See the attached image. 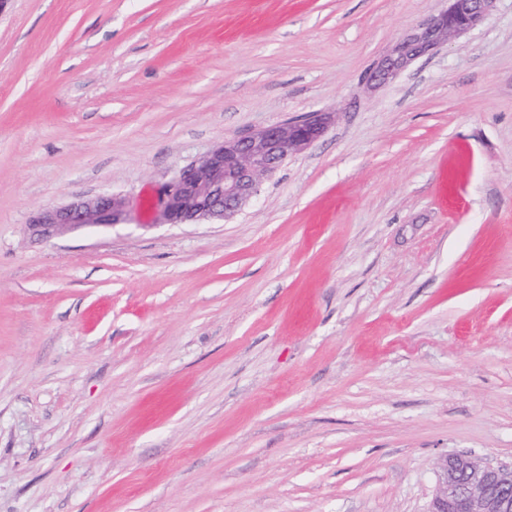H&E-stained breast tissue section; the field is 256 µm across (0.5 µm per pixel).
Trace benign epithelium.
<instances>
[{
  "label": "benign epithelium",
  "instance_id": "obj_1",
  "mask_svg": "<svg viewBox=\"0 0 512 512\" xmlns=\"http://www.w3.org/2000/svg\"><path fill=\"white\" fill-rule=\"evenodd\" d=\"M494 2L446 0L444 8L378 60L368 82H388L416 59L473 29ZM329 120V114L317 112L224 139L202 158L178 168L158 188L153 224H198L231 217L257 192L263 178L319 139ZM132 210L122 194L75 196L64 205L36 211L29 231L39 240H50L75 229L125 224ZM427 512H512V465L445 457Z\"/></svg>",
  "mask_w": 512,
  "mask_h": 512
}]
</instances>
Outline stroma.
Segmentation results:
<instances>
[{
    "label": "stroma",
    "mask_w": 512,
    "mask_h": 512,
    "mask_svg": "<svg viewBox=\"0 0 512 512\" xmlns=\"http://www.w3.org/2000/svg\"><path fill=\"white\" fill-rule=\"evenodd\" d=\"M440 0H6L0 512H426L512 464V0L390 82ZM325 133L234 217L151 225L224 138ZM130 223L51 241L76 195ZM132 210L122 194L75 196L64 205L36 211L28 226L33 237L50 240L75 229L126 224Z\"/></svg>",
    "instance_id": "1"
}]
</instances>
